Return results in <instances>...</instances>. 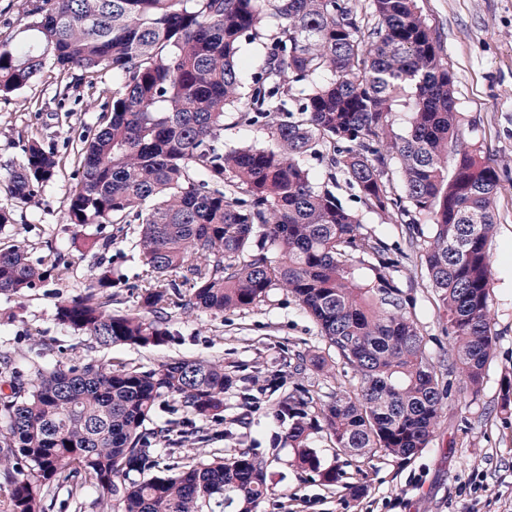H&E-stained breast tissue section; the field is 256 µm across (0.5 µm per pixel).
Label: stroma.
Returning a JSON list of instances; mask_svg holds the SVG:
<instances>
[{"label": "stroma", "mask_w": 512, "mask_h": 512, "mask_svg": "<svg viewBox=\"0 0 512 512\" xmlns=\"http://www.w3.org/2000/svg\"><path fill=\"white\" fill-rule=\"evenodd\" d=\"M419 5L445 43L464 140L479 157L509 171L498 187L490 243L494 353L479 393L452 375L432 440L405 461L380 453L369 459L344 454L326 431H315L311 441L322 465L346 474L347 487L332 488L297 466L284 442L289 421L276 409L295 384L308 389L317 409L331 394L353 390L356 381L337 363L316 324L283 291L272 290L253 307L219 316L172 308L171 337L163 345L150 350L115 345L99 352L113 363L146 368L176 359L222 361L240 384L225 390L216 425L220 436L203 451L227 459L249 451L266 460L272 493L261 512H512V410H502L500 392L502 377L512 373V0H419ZM56 77L43 71L24 89L0 96V207L13 208L15 219L0 232V243L25 246L33 260L53 249L70 266L63 279L49 280L23 297H0V352L12 353L26 372L72 364L87 353V338L60 326L54 312L58 300L80 293L94 262L70 246L74 228L65 203L74 186L68 141L95 125L99 111L88 107L92 91L85 88L58 101ZM34 140L54 148L62 167L51 184L19 207L8 194L5 168L21 162ZM338 193L360 216L365 232L403 244L402 224L368 210L347 184H340ZM110 255L116 275L128 281L118 290L116 307L137 311L132 285L143 270L140 259L127 241L113 245ZM394 277L414 300L431 358L442 362L448 338L424 264L417 258L403 261ZM37 336L52 344L49 354L37 356L32 346ZM302 354L324 357L331 367L309 365L295 373ZM352 483L365 485V492L352 495Z\"/></svg>", "instance_id": "obj_1"}]
</instances>
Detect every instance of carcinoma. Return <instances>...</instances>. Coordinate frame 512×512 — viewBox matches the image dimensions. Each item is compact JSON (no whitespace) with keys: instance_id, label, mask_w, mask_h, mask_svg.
Here are the masks:
<instances>
[{"instance_id":"cac0c4a2","label":"carcinoma","mask_w":512,"mask_h":512,"mask_svg":"<svg viewBox=\"0 0 512 512\" xmlns=\"http://www.w3.org/2000/svg\"><path fill=\"white\" fill-rule=\"evenodd\" d=\"M373 22L353 0H32L15 43H0V95L28 86L46 66L99 73L120 87L76 146L66 200L81 230L72 248L97 257L84 291L55 304L57 322L85 336L90 353L68 367L36 370L27 383L0 354V474L10 483L0 512H50L52 491L85 485L102 512H258L271 491L266 461L170 463L156 446L213 438L224 390L238 379L216 361L180 359L144 370L116 367L94 352L149 349L171 332L166 310L220 315L279 289L319 327L357 380L308 412L307 390L279 402L298 466L323 482L310 435L325 429L356 456L406 460L427 447L449 386L442 384L391 275L400 260L425 264L450 339L448 372L478 393L493 354L489 242L507 170L465 145L455 81L441 36L418 0H370ZM263 42L249 83L243 44ZM412 113L404 136L390 130L394 103ZM270 144L224 146V118ZM319 154L328 181L303 164ZM60 160L33 141L10 173V195L29 201L52 182ZM397 171L403 194L393 193ZM341 172L371 211L405 225L392 254L336 195ZM432 221L424 236L419 217ZM110 224L112 235L84 233ZM145 274L135 285L146 314L112 309L117 279L106 254L129 226ZM69 270L51 250L36 261L16 244L0 248V295L21 296ZM152 318H146V315ZM186 417L154 424L169 400Z\"/></svg>"}]
</instances>
